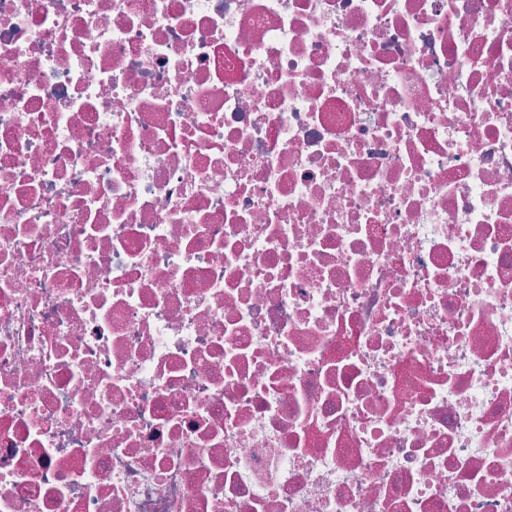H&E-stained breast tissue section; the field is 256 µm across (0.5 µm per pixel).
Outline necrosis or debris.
Masks as SVG:
<instances>
[{"label":"necrosis or debris","mask_w":512,"mask_h":512,"mask_svg":"<svg viewBox=\"0 0 512 512\" xmlns=\"http://www.w3.org/2000/svg\"><path fill=\"white\" fill-rule=\"evenodd\" d=\"M0 512H512V0H0Z\"/></svg>","instance_id":"1"}]
</instances>
